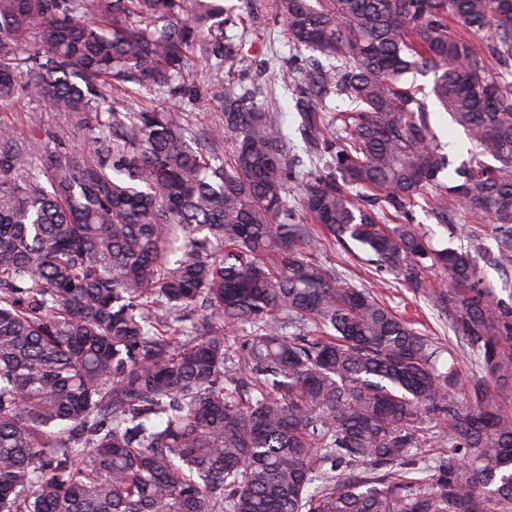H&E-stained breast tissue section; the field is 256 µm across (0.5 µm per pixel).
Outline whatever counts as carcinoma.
<instances>
[{
    "instance_id": "cac0c4a2",
    "label": "carcinoma",
    "mask_w": 512,
    "mask_h": 512,
    "mask_svg": "<svg viewBox=\"0 0 512 512\" xmlns=\"http://www.w3.org/2000/svg\"><path fill=\"white\" fill-rule=\"evenodd\" d=\"M268 5L324 58L282 71L290 114L225 83L248 55L215 0H0V101L82 144L0 125V512H512V296L482 275L512 267V0ZM202 78L224 96L194 129ZM144 89L168 101L131 109ZM416 207L496 248L434 249ZM321 233L427 294L467 382L303 251ZM32 111L40 112L42 124L51 131H58L54 112H47L44 106L21 97L0 101V120L9 124L18 137H26L29 116ZM428 109L434 111L431 114L432 126L442 141V143L449 144L446 151L450 152L451 158L458 164L460 161L467 159L470 156L471 145L467 142L464 135L459 131L450 121L448 113L442 108L434 106L431 98L428 99ZM454 145V150H450V146Z\"/></svg>"
}]
</instances>
